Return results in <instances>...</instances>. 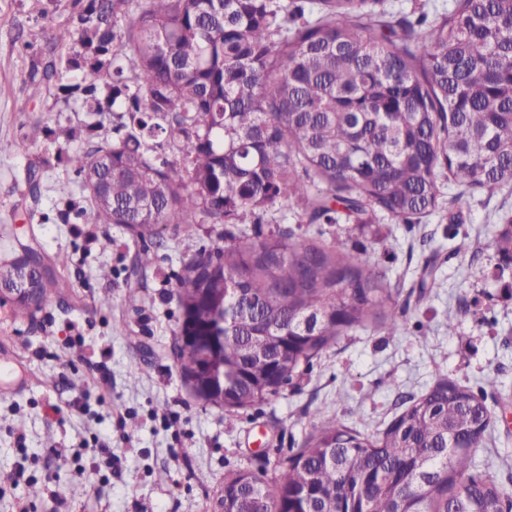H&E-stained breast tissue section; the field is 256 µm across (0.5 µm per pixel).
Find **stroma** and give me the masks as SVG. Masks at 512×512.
Masks as SVG:
<instances>
[{"instance_id":"1","label":"stroma","mask_w":512,"mask_h":512,"mask_svg":"<svg viewBox=\"0 0 512 512\" xmlns=\"http://www.w3.org/2000/svg\"><path fill=\"white\" fill-rule=\"evenodd\" d=\"M70 14L71 0H0V265L31 250L58 283L37 309L0 295V349L29 375L24 391L0 389V512H218L225 476L274 472L301 447L314 413L375 436L438 379L477 393L489 375L498 378L497 391L484 392L494 426L477 460L512 489V259L495 246L512 187L459 204L443 196L417 224H302L294 203L277 206L298 239L341 243L379 266L399 291L403 327L351 330L280 396L226 414L195 398L176 358L178 282L194 255L223 246L224 227L201 224L187 236L162 224L140 239L119 224L84 222L81 180L57 150L111 136L112 116L93 128L79 93L34 89L41 51L24 45L30 27ZM36 121L52 134L34 144L26 132ZM144 249L147 268L136 262ZM60 253L68 267L55 265Z\"/></svg>"}]
</instances>
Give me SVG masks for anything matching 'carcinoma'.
I'll use <instances>...</instances> for the list:
<instances>
[{"mask_svg": "<svg viewBox=\"0 0 512 512\" xmlns=\"http://www.w3.org/2000/svg\"><path fill=\"white\" fill-rule=\"evenodd\" d=\"M70 27L29 29L48 56L31 81L77 80L117 137L59 150L105 181L90 224L224 225V248L181 278L176 357L190 383L212 338L229 413L278 396L349 330L402 323L376 266L344 246L262 235L276 204L308 224H416L448 188L512 185V0L394 13L387 0H72ZM80 50L55 53L70 43ZM134 54L127 70L126 50ZM510 228L496 248L512 258ZM492 413L447 378L377 436L317 418L267 482L225 479L224 512H512V490L476 466Z\"/></svg>", "mask_w": 512, "mask_h": 512, "instance_id": "cac0c4a2", "label": "carcinoma"}]
</instances>
